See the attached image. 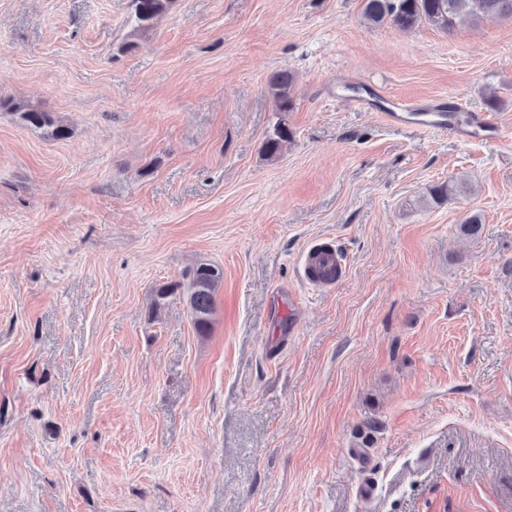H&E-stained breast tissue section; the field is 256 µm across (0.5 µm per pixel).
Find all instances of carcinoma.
Masks as SVG:
<instances>
[{
	"label": "carcinoma",
	"mask_w": 512,
	"mask_h": 512,
	"mask_svg": "<svg viewBox=\"0 0 512 512\" xmlns=\"http://www.w3.org/2000/svg\"><path fill=\"white\" fill-rule=\"evenodd\" d=\"M175 0H132L138 30L147 31L168 13ZM487 15L512 18V0H364L363 16L367 23H389L402 31H411L428 23L445 31H451L463 20L476 21ZM268 87L274 98L276 110L290 112L294 107V78L286 71L273 73ZM3 108L17 116L18 121L30 128L40 129L54 139H65L70 128L58 122L54 116L37 107L12 99L0 100ZM291 138V130L285 121H279L272 136L264 144V153L273 158L280 154L284 143ZM461 191V187L442 183L432 187L433 202L441 203ZM188 285L183 289L193 318L196 332H209L215 311V295L220 288L222 271L209 264L199 263L187 274Z\"/></svg>",
	"instance_id": "carcinoma-1"
}]
</instances>
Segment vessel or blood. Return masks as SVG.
Segmentation results:
<instances>
[{
	"mask_svg": "<svg viewBox=\"0 0 512 512\" xmlns=\"http://www.w3.org/2000/svg\"><path fill=\"white\" fill-rule=\"evenodd\" d=\"M391 126L416 122L422 128L441 131L460 138L482 135L490 139L500 138L502 130L498 123L482 113L470 114L467 121H459L455 113L440 105L417 104L411 101L391 99L380 112ZM345 262L339 251L321 245H312L306 250L304 273L314 283L331 285L343 276Z\"/></svg>",
	"mask_w": 512,
	"mask_h": 512,
	"instance_id": "b4317fda",
	"label": "vessel or blood"
}]
</instances>
